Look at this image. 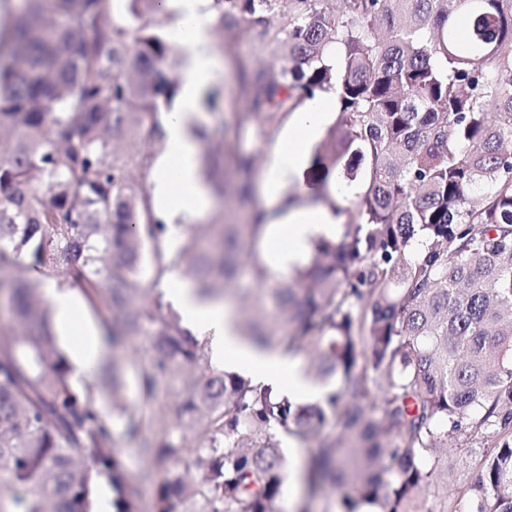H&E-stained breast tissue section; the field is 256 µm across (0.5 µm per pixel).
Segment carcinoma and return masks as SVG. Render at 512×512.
Masks as SVG:
<instances>
[{
	"mask_svg": "<svg viewBox=\"0 0 512 512\" xmlns=\"http://www.w3.org/2000/svg\"><path fill=\"white\" fill-rule=\"evenodd\" d=\"M161 0H129L137 20ZM221 26L268 35L277 0H216ZM107 0H23L0 64V265L25 254L28 277L0 295L32 334L0 336V512H88L93 481L115 512L141 492L112 448V423L49 330L39 292L66 282L103 313L112 393L134 371L153 397L173 382L176 420L143 436L134 406L112 398L124 436L165 477L153 512H279L282 442L303 459L306 498L336 512H512V0H288L289 67L243 73L259 130L288 114L289 90L336 92L338 116L307 170L328 197L341 171L361 180L356 220L294 273L273 279L259 253L266 213L250 199L255 158L235 156L247 224L196 225L168 250L149 196L112 158L170 106L172 41L142 24L133 43ZM205 175L224 194V156ZM154 283L191 275L197 295L236 301L240 335L286 355L329 388L293 400L213 362ZM150 337L148 369L122 354ZM340 427L329 441L324 430ZM478 454L474 483L448 488V442Z\"/></svg>",
	"mask_w": 512,
	"mask_h": 512,
	"instance_id": "carcinoma-1",
	"label": "carcinoma"
}]
</instances>
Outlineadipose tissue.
<instances>
[{
  "instance_id": "obj_1",
  "label": "adipose tissue",
  "mask_w": 512,
  "mask_h": 512,
  "mask_svg": "<svg viewBox=\"0 0 512 512\" xmlns=\"http://www.w3.org/2000/svg\"><path fill=\"white\" fill-rule=\"evenodd\" d=\"M210 2L163 0L162 4L164 14L172 17L174 31L189 52L180 75L179 96L162 124L166 149L149 157L147 167L151 208L172 228L198 223L213 206L199 170L198 144L190 129L191 121L201 115L205 94L221 66L206 39L213 19ZM335 109V93L322 92L293 113L257 180L258 202L269 213L268 237L289 243L288 249L276 252L270 262L273 274L293 271L317 242L343 232V214L315 201L313 192L300 180L309 147ZM162 282L182 315L184 327L192 335L208 340L214 356L223 360L226 369L273 383L294 396L324 395V388L311 383L297 358L242 342L224 305L200 301L190 283L178 273L166 274ZM44 295L53 308L60 335L69 336L79 309L76 292L50 280L44 286Z\"/></svg>"
}]
</instances>
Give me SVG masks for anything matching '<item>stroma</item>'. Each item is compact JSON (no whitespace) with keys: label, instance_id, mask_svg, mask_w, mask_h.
Listing matches in <instances>:
<instances>
[{"label":"stroma","instance_id":"obj_1","mask_svg":"<svg viewBox=\"0 0 512 512\" xmlns=\"http://www.w3.org/2000/svg\"><path fill=\"white\" fill-rule=\"evenodd\" d=\"M269 36L262 37L248 25L224 30L210 28L207 39L214 53L222 60L223 68L214 79L211 89L217 94L215 105L206 106L204 114L196 121V129L209 134L208 145L224 152V182L232 184L235 178L234 156L240 152L254 154L257 161H264L268 151L279 137L280 128H272L265 135H258L252 124L243 122L241 115L249 109V100L242 90V71H259L287 65L288 53L283 42L274 38L280 29V14L269 17ZM100 409L112 422L114 446L123 460L129 479L141 489L140 512H152L154 490L163 480L164 472L154 466L136 442L123 434V424L112 410L111 400H102Z\"/></svg>","mask_w":512,"mask_h":512}]
</instances>
